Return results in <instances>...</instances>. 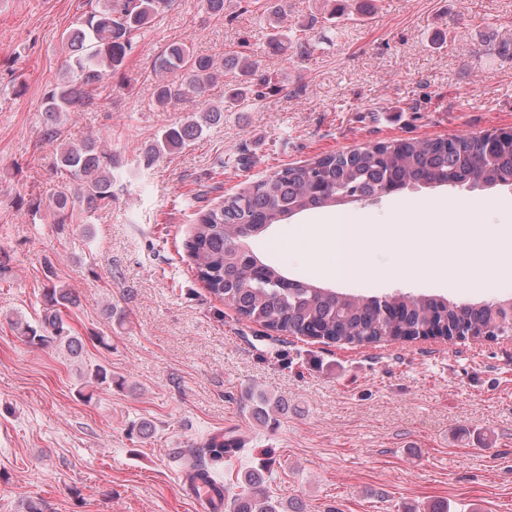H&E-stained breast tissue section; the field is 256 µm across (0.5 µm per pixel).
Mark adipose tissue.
I'll list each match as a JSON object with an SVG mask.
<instances>
[{
  "label": "adipose tissue",
  "mask_w": 512,
  "mask_h": 512,
  "mask_svg": "<svg viewBox=\"0 0 512 512\" xmlns=\"http://www.w3.org/2000/svg\"><path fill=\"white\" fill-rule=\"evenodd\" d=\"M455 222L464 228L459 244L452 251L437 254V261L449 260L460 266L470 287L481 288L507 267L512 265V251L502 250L494 253L485 251L482 240L492 235V227L477 230L472 228V214L467 209H459L453 215ZM330 231L336 241V263L328 273L339 280L349 279L364 272L358 246L373 237V229L363 224L351 223L346 215H336Z\"/></svg>",
  "instance_id": "1"
}]
</instances>
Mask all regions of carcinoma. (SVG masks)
I'll list each match as a JSON object with an SVG mask.
<instances>
[{"label": "carcinoma", "instance_id": "obj_1", "mask_svg": "<svg viewBox=\"0 0 512 512\" xmlns=\"http://www.w3.org/2000/svg\"><path fill=\"white\" fill-rule=\"evenodd\" d=\"M170 2L88 0L90 10L63 34L69 53L61 78L45 97L43 137L58 142L52 167L68 183L45 206L40 199H31L32 214L52 224H68L77 208L95 212L112 204L116 183L112 172L120 169L119 158L92 137L78 143L61 139L59 118L63 112H81L92 104L89 90L123 71L142 30ZM264 13L269 19V44L293 43L290 31L279 25L274 0H266ZM225 61L236 76L224 83V101L207 104L197 117L163 126L145 145V158L154 160L186 147L202 136L204 126L224 118V112L262 96V87L277 86L271 76L257 75L255 63L246 55L227 52ZM159 67L185 75L180 82L155 85L153 104L159 112L169 111L190 92L205 96L221 76L211 56L178 41L165 47ZM511 181L512 140L506 134L378 142L287 165L263 179L244 182L224 201L195 211L184 250L212 295L240 316L287 335L325 344L365 345L383 339L412 341L429 326L449 325L462 340L485 334L496 340L509 331L503 321L512 307L504 300L457 304L427 294L358 297L292 280L248 251L246 241L251 238L247 231L261 234L304 211L378 199L408 187L494 188ZM43 299L38 321L16 323L21 341L35 347L62 344L71 354H80L82 338L63 318L65 309L74 304L71 290L53 285L44 289ZM103 385L112 386V371L96 364L82 387ZM208 447L211 459L220 460L234 452L238 442L214 436ZM241 488L233 501L234 512H281V502L268 493L262 474L245 472Z\"/></svg>", "mask_w": 512, "mask_h": 512}]
</instances>
